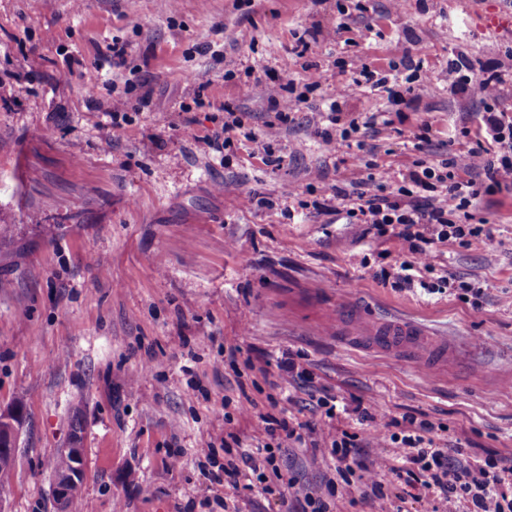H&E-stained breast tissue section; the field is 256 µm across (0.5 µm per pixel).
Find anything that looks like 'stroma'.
Wrapping results in <instances>:
<instances>
[{
	"mask_svg": "<svg viewBox=\"0 0 512 512\" xmlns=\"http://www.w3.org/2000/svg\"><path fill=\"white\" fill-rule=\"evenodd\" d=\"M509 12L512 0H0V407L25 415L7 512H53V464L75 417L79 512H287L200 466V448L216 442L223 456L230 433L233 456L255 448L273 397L289 422L318 428L315 443L278 454L282 478L330 512H395L402 490L384 469V499H364L356 481L327 490L332 437L371 430L361 403L427 415L443 426L437 446L470 463L512 458V188L470 208L492 238L437 245L406 288L373 277L406 260L398 238L302 207L365 178L366 159L392 191L418 159L438 166L477 146L496 157L466 81L501 75L496 109L512 118V29L484 26ZM115 40L129 46L118 70ZM364 69L396 99L358 82ZM282 72L321 86L271 140L281 168L246 141L224 155L196 145L225 103L264 129ZM118 97L128 115L116 128ZM333 102L361 122L363 149L322 142ZM420 131L417 150L408 136ZM252 190L262 202H246ZM442 276L481 287V314L419 286ZM347 305L447 337V361L427 370L348 338L336 329ZM287 361L335 398V418L308 385L281 380Z\"/></svg>",
	"mask_w": 512,
	"mask_h": 512,
	"instance_id": "1",
	"label": "stroma"
}]
</instances>
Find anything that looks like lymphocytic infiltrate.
I'll return each instance as SVG.
<instances>
[{"instance_id": "obj_1", "label": "lymphocytic infiltrate", "mask_w": 512, "mask_h": 512, "mask_svg": "<svg viewBox=\"0 0 512 512\" xmlns=\"http://www.w3.org/2000/svg\"><path fill=\"white\" fill-rule=\"evenodd\" d=\"M486 124L502 150L498 160L486 159L483 149L473 148L447 169L416 163L394 193L386 192L381 184L372 192L337 190V199L347 204L345 215L350 223L367 225L376 236L391 235L406 244L410 258L400 263L397 281L412 284L413 258L426 256L434 245L491 234L488 222L471 224L469 208L481 194L512 185V120L492 114ZM261 421L266 442L258 446L256 455H243L238 464L227 463L224 480L237 485L239 466L244 463L256 473L263 493L284 499L288 487H276L268 477L269 470L276 467V453L289 442L301 443L316 435L317 428L308 422L292 424L269 413L263 414ZM388 424L395 427L391 440L401 445L405 458L404 466L394 468L393 473L406 486L437 493L449 505L466 500L470 512H512V464L505 458L491 455L475 465L464 461L435 445V423L412 414L390 418ZM331 454L336 472L343 478L372 475L380 466L355 433L345 431L332 439Z\"/></svg>"}]
</instances>
